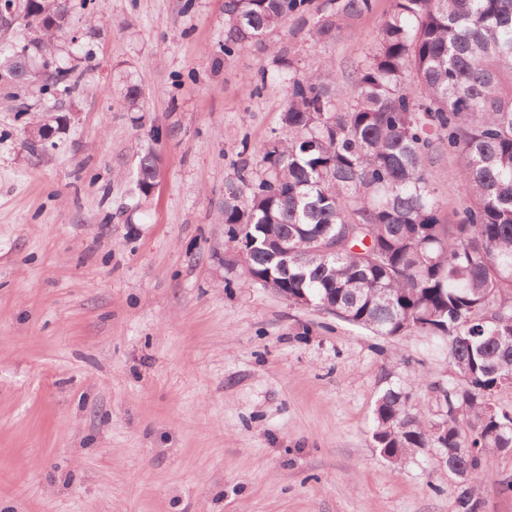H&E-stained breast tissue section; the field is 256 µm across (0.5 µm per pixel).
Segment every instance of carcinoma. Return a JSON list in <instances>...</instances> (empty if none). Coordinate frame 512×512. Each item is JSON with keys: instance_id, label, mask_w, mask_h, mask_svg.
Segmentation results:
<instances>
[{"instance_id": "obj_1", "label": "carcinoma", "mask_w": 512, "mask_h": 512, "mask_svg": "<svg viewBox=\"0 0 512 512\" xmlns=\"http://www.w3.org/2000/svg\"><path fill=\"white\" fill-rule=\"evenodd\" d=\"M0 15L30 39L0 45V83L46 91L72 68L70 0H7ZM374 0H224V59L298 17L328 40ZM283 134L259 150L265 174L241 168L225 184L224 233L252 244L246 278L295 305L378 336L424 335L448 355L458 381L438 386L443 414L428 419L412 392L388 386L372 439L397 461L437 448L457 484V512H483L477 484L489 453L512 455V408L492 402L512 375V0H392L374 51L343 94L336 71L291 69ZM456 157L464 206L440 217L429 166ZM159 157L140 156L147 196ZM291 240L288 256L278 242Z\"/></svg>"}]
</instances>
